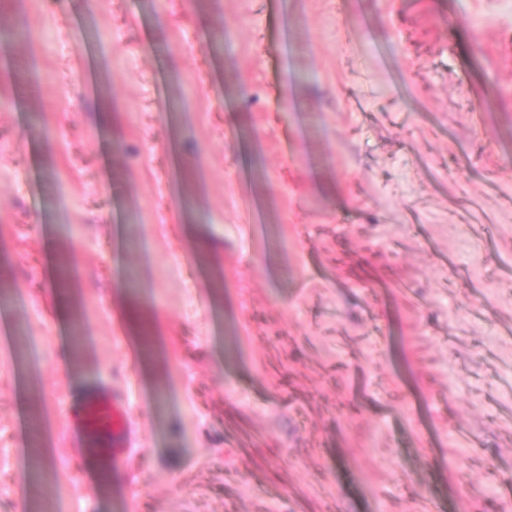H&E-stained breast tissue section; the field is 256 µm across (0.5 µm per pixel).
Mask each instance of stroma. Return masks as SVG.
<instances>
[{"label": "stroma", "instance_id": "stroma-1", "mask_svg": "<svg viewBox=\"0 0 512 512\" xmlns=\"http://www.w3.org/2000/svg\"><path fill=\"white\" fill-rule=\"evenodd\" d=\"M1 33L0 512H512V0H0Z\"/></svg>", "mask_w": 512, "mask_h": 512}]
</instances>
